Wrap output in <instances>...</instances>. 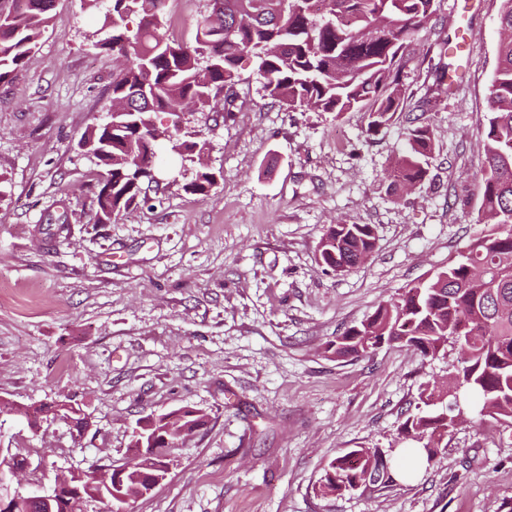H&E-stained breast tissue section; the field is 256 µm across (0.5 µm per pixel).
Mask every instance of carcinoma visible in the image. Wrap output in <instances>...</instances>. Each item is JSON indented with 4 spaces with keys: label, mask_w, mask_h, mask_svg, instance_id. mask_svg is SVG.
<instances>
[{
    "label": "carcinoma",
    "mask_w": 512,
    "mask_h": 512,
    "mask_svg": "<svg viewBox=\"0 0 512 512\" xmlns=\"http://www.w3.org/2000/svg\"><path fill=\"white\" fill-rule=\"evenodd\" d=\"M197 23L194 43L169 38L160 44L158 29L166 0H81L97 12L100 26L86 36L100 51L112 53V101L127 100L129 109L105 123L90 125L82 147L98 167L93 204L98 223L147 203L144 185L158 171L157 147L193 162L206 153L200 130H183L175 120L155 141V114L179 116L180 103L192 100L212 110L226 89L239 81V71L255 62L254 75L267 95L290 108H309L338 115L369 105L367 136L388 128L403 108L400 81L404 52L414 31L436 12V0H211ZM23 6L0 11V82L12 77L37 48L51 20L54 0H22ZM498 65L491 80L486 139L482 145L481 199L477 222L492 228L474 239L460 259L428 282L406 287L358 326L329 341L337 357L361 356L383 344L407 345L423 356L446 346L459 350L454 365L457 387L446 410L434 415L410 413L400 433L421 442L426 461L434 459L440 439L456 418L490 417L512 427V0H500ZM139 18L136 30L131 19ZM434 149L433 131L419 118L405 131V148L392 177L407 187L422 182ZM215 174L203 167L185 190L206 195ZM370 224H334L322 238L321 262L346 272L375 248ZM40 411L60 416L81 434L88 419L80 409L59 406ZM176 419L148 416L138 422L131 447L145 446L125 475L129 485L163 463L175 442L199 430L204 415L184 407ZM412 472L388 465L379 448H356L330 462L319 491L336 495L365 482L389 484L410 479ZM103 512L122 507L111 491L101 497L65 495L60 512H88L92 502Z\"/></svg>",
    "instance_id": "cac0c4a2"
}]
</instances>
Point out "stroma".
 Masks as SVG:
<instances>
[{
    "mask_svg": "<svg viewBox=\"0 0 512 512\" xmlns=\"http://www.w3.org/2000/svg\"><path fill=\"white\" fill-rule=\"evenodd\" d=\"M401 71L395 123L366 138L365 111L292 109L240 73L231 117L187 112L204 130L209 195L194 166L165 157L151 201L97 223V167L79 147L111 99V54L86 40L98 17L57 0L38 48L0 83V398L68 401L72 435L0 415V462L19 453L26 489L57 474L122 464L139 419L188 406L206 425L170 453L165 479L131 512H503L512 497V428L464 423L411 480L323 496L329 463L391 450L445 391L458 353L430 359L382 346L327 350L402 288L434 278L484 233L480 146L496 67L500 0H437ZM210 0H167L160 31L192 41ZM434 132L428 175L409 193L390 166L409 118ZM369 224V259L339 275L318 245L330 225ZM39 411L46 413L50 412L54 417L58 416L59 413L60 418L63 419L64 423L69 426V429L72 430V432L76 431L78 435L83 433L89 425L88 419L81 412L80 408L71 407L70 409H65L59 408V406L56 405L50 407L43 406L39 409Z\"/></svg>",
    "mask_w": 512,
    "mask_h": 512,
    "instance_id": "1",
    "label": "stroma"
}]
</instances>
